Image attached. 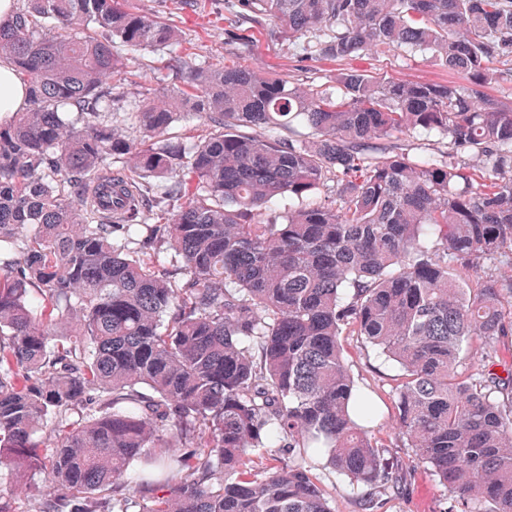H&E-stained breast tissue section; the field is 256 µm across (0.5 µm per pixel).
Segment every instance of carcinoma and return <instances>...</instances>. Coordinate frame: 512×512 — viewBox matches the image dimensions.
<instances>
[{
    "mask_svg": "<svg viewBox=\"0 0 512 512\" xmlns=\"http://www.w3.org/2000/svg\"><path fill=\"white\" fill-rule=\"evenodd\" d=\"M238 3L302 61L395 48L462 82L297 84L188 61L128 0H16L0 50L30 99L0 122V512H333L316 458L383 505L402 466L370 436L345 333L399 366L395 434L449 512H512L495 351L512 335V101L484 92L512 61V0ZM126 50L179 78L126 113L136 138L112 112ZM184 111L193 141L168 136ZM295 124L305 137L251 133ZM406 137L446 150L410 155Z\"/></svg>",
    "mask_w": 512,
    "mask_h": 512,
    "instance_id": "carcinoma-1",
    "label": "carcinoma"
}]
</instances>
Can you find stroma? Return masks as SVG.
Here are the masks:
<instances>
[{
	"label": "stroma",
	"instance_id": "stroma-1",
	"mask_svg": "<svg viewBox=\"0 0 512 512\" xmlns=\"http://www.w3.org/2000/svg\"><path fill=\"white\" fill-rule=\"evenodd\" d=\"M140 13L170 21L179 29L194 59L246 64L291 82L324 83L345 67L352 66L391 79L430 84L457 82V75L432 60L386 51L345 63L333 59L299 61L287 45L274 38L270 24H259L225 8L222 0H130ZM135 73L136 91L162 96L176 80L163 75L160 55L148 51L128 54ZM346 359L359 387L377 402L381 418L373 437L387 455L400 460L402 482L388 499L383 512H445L448 489L419 463L411 449L396 438L390 422L394 417L392 387L398 370L360 337L344 339Z\"/></svg>",
	"mask_w": 512,
	"mask_h": 512
}]
</instances>
